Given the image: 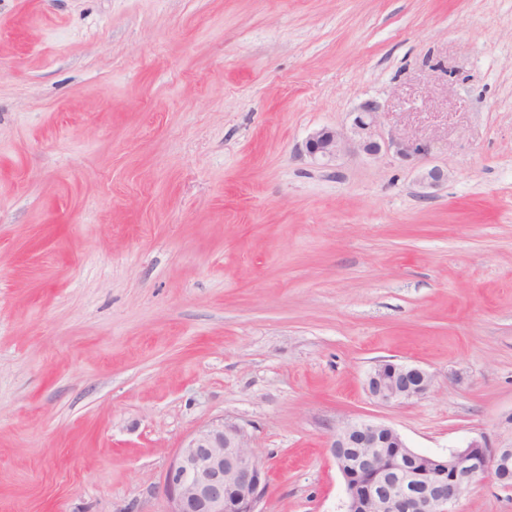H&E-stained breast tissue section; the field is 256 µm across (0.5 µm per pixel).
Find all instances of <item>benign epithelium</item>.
I'll return each instance as SVG.
<instances>
[{
  "label": "benign epithelium",
  "mask_w": 512,
  "mask_h": 512,
  "mask_svg": "<svg viewBox=\"0 0 512 512\" xmlns=\"http://www.w3.org/2000/svg\"><path fill=\"white\" fill-rule=\"evenodd\" d=\"M377 106L355 113L351 132L322 127L305 142L313 158L332 159L350 140L368 156L394 147L404 157L427 147L385 142L377 134ZM433 384L425 369L389 360L368 373V394L381 404L424 396ZM327 449L346 484L345 512H456L464 491L488 476L512 474V448H491L477 440L446 457L419 453L392 427L345 421L327 437ZM268 473L240 425L216 419L195 430L171 461L165 477V512H258Z\"/></svg>",
  "instance_id": "1"
}]
</instances>
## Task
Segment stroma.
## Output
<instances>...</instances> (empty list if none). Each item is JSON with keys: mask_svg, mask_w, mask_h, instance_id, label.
<instances>
[{"mask_svg": "<svg viewBox=\"0 0 512 512\" xmlns=\"http://www.w3.org/2000/svg\"><path fill=\"white\" fill-rule=\"evenodd\" d=\"M372 101L428 155L305 154ZM220 418L261 512H344L347 419L512 447V0H0V512H165ZM432 384L433 377L427 370L389 360L379 361L365 382L368 394L381 404L419 399Z\"/></svg>", "mask_w": 512, "mask_h": 512, "instance_id": "stroma-1", "label": "stroma"}]
</instances>
